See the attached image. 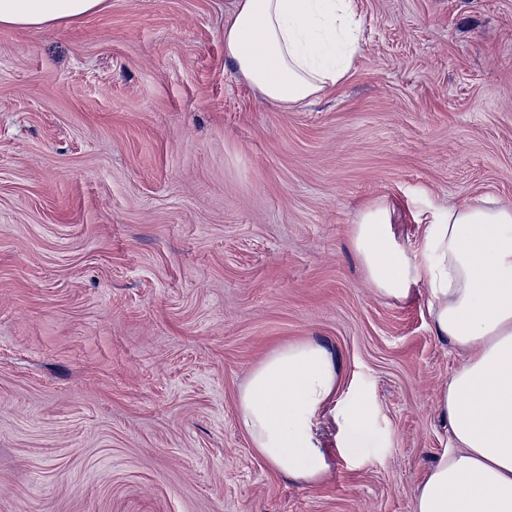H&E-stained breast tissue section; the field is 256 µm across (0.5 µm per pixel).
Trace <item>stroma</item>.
Wrapping results in <instances>:
<instances>
[{"mask_svg":"<svg viewBox=\"0 0 512 512\" xmlns=\"http://www.w3.org/2000/svg\"><path fill=\"white\" fill-rule=\"evenodd\" d=\"M236 0H105L0 27V512H413L450 446L462 354L428 291L378 294L350 245L392 204L409 253L480 197L512 203V0H354L336 87L267 100L224 53ZM305 339L338 385L331 468L276 473L237 419ZM366 400L384 447L338 451Z\"/></svg>","mask_w":512,"mask_h":512,"instance_id":"obj_1","label":"stroma"}]
</instances>
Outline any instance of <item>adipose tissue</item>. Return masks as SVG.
Here are the masks:
<instances>
[{
  "instance_id": "1",
  "label": "adipose tissue",
  "mask_w": 512,
  "mask_h": 512,
  "mask_svg": "<svg viewBox=\"0 0 512 512\" xmlns=\"http://www.w3.org/2000/svg\"><path fill=\"white\" fill-rule=\"evenodd\" d=\"M104 0H0V27L78 20ZM359 49L353 0H238L224 52L263 95L295 105L338 84ZM350 244L381 294L428 289L436 336L466 355L441 390L452 446L433 465L414 512H512V204L485 197L427 225L420 254L400 247L390 208L371 204ZM332 354L317 341L270 351L238 395V421L279 474L313 483L328 469L312 430L336 393ZM369 405L342 412L341 454L362 460L384 444Z\"/></svg>"
}]
</instances>
